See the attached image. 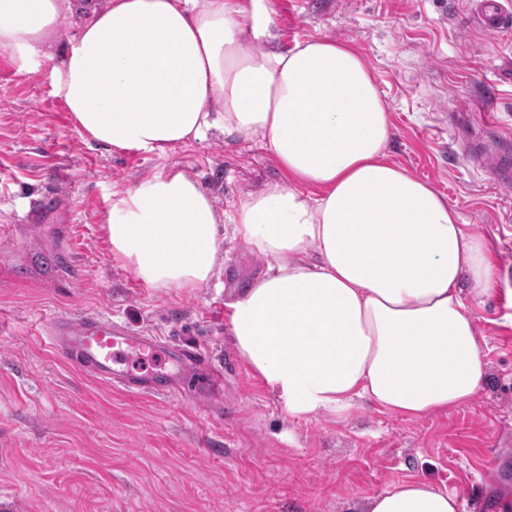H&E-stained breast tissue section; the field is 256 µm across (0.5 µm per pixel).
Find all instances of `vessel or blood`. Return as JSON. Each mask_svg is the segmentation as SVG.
Returning <instances> with one entry per match:
<instances>
[{
	"label": "vessel or blood",
	"mask_w": 512,
	"mask_h": 512,
	"mask_svg": "<svg viewBox=\"0 0 512 512\" xmlns=\"http://www.w3.org/2000/svg\"><path fill=\"white\" fill-rule=\"evenodd\" d=\"M473 25L487 34L512 28V0H470ZM471 151L479 167L494 174L500 187H512V152L480 136H472ZM51 346L61 359L84 375L132 394L218 399L224 375L211 368L195 347L173 345L158 337L96 313L61 314L45 326ZM147 353L163 359L162 367L134 372L129 354Z\"/></svg>",
	"instance_id": "b4317fda"
}]
</instances>
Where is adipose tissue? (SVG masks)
I'll return each instance as SVG.
<instances>
[{"mask_svg":"<svg viewBox=\"0 0 512 512\" xmlns=\"http://www.w3.org/2000/svg\"><path fill=\"white\" fill-rule=\"evenodd\" d=\"M79 30L61 36L66 16ZM269 0H0V58L53 60V92L87 140L157 156L207 132L258 139L285 179L219 214L180 170L114 195L108 241L145 283L214 275L227 220L266 270L224 304L236 348L289 414L348 418L360 402L420 418L468 403L485 374L467 298L498 271L483 236L385 159L388 105L360 55L328 39L272 48ZM314 189L307 197L305 189ZM398 480L365 512H458Z\"/></svg>","mask_w":512,"mask_h":512,"instance_id":"ef3b65f1","label":"adipose tissue"}]
</instances>
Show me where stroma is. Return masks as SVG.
<instances>
[{
	"label": "stroma",
	"instance_id": "1",
	"mask_svg": "<svg viewBox=\"0 0 512 512\" xmlns=\"http://www.w3.org/2000/svg\"><path fill=\"white\" fill-rule=\"evenodd\" d=\"M275 44L354 49L389 105L388 162L425 180L484 237L500 292L468 299L486 373L474 399L419 419L370 404L295 417L240 356L224 303L265 259L224 232L213 278L157 288L112 252L115 193L184 170L218 209L281 180L258 140L214 132L164 157L82 138L50 65L0 62V512H361L396 480L454 494L459 512H505L512 490V191L469 154L473 130L512 147V30L470 26L468 0H272ZM100 313L201 349L224 374L216 402L133 396L54 353L44 324Z\"/></svg>",
	"mask_w": 512,
	"mask_h": 512
}]
</instances>
